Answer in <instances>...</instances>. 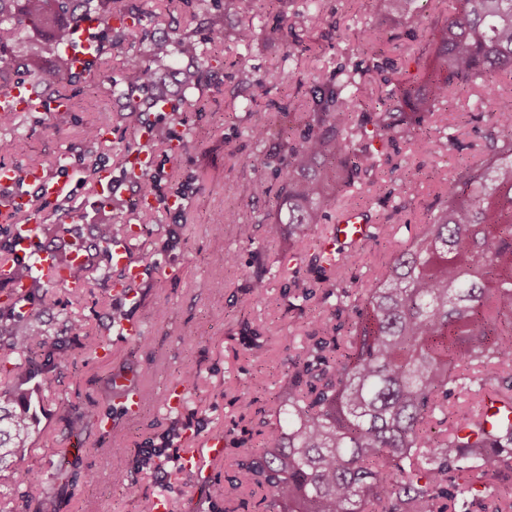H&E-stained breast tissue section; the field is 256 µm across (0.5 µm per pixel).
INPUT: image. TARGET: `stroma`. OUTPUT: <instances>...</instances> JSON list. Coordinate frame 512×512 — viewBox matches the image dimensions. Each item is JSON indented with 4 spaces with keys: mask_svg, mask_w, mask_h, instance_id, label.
Instances as JSON below:
<instances>
[{
    "mask_svg": "<svg viewBox=\"0 0 512 512\" xmlns=\"http://www.w3.org/2000/svg\"><path fill=\"white\" fill-rule=\"evenodd\" d=\"M129 2L140 11L139 24L121 36L98 27L95 38L102 54L94 72L58 86V94L68 99V110L21 113L27 137L24 153L12 149V131L0 127V164L20 171L34 166L66 177L70 185L69 194L56 202L33 200L41 220V248L56 254L75 238L90 246L79 290L36 284L20 303L34 326L66 344L71 361L48 374L34 371L24 382L32 418L30 451L20 468L0 470V512H23L25 504L13 490L28 475L38 479L34 499L50 498L56 512H153L160 497L166 498L168 512H265L257 498L234 487L245 427L238 397L244 392L264 399L278 394L289 357L305 345L319 318L334 316L336 301L323 299L320 273L304 266L295 276L277 271L262 302L251 296L253 280L262 266L276 268L289 253L310 257L338 216L360 205L368 209L380 234L346 252L337 279L352 290L366 287L408 242L411 226L424 223L442 178L456 177L482 155L492 111L512 106V77L500 79L491 98L479 88L455 91L426 121L419 139L388 147L389 163L363 177L314 233L292 244L264 221L275 211L284 172L273 165H253L259 148L249 136L250 127L273 121L282 107L305 110L311 85L347 57L366 51L365 27L374 28L385 56L410 74L416 71L414 59L430 39V29L418 30L412 38L399 36L398 24L380 13L377 0H322L313 19L295 29L275 19L276 13L287 12L286 0L247 15L225 11L224 0L199 5L193 0ZM214 16L223 18L226 34L217 50L219 84L173 88L171 111L150 115L164 134L150 143L157 161L154 195L160 201L181 197L180 209L168 212L160 205L140 213L137 184L124 181L114 195L115 208H101L96 202L97 168L108 165L120 177L127 147L139 141L115 96L131 57L145 55L153 39L166 33L202 38ZM246 20L252 22L255 37L245 48L232 35ZM274 69L284 71L286 81L252 99L254 81ZM102 114L112 118L111 137L85 142L84 126ZM452 136L461 149L449 147ZM169 137L184 139L181 154L171 155L165 143ZM409 178L417 186L411 195L404 191ZM259 180L268 188L266 195L251 193ZM228 211L237 213V223H225ZM106 222L141 228L132 243L133 259L145 267L136 301L121 302L113 295L112 282L119 272L93 246L97 225ZM230 251L239 255L232 267L224 263ZM295 277L311 292L310 299L298 305L284 294ZM117 303L143 323L145 342L118 338L112 323ZM71 317L84 322L83 333L70 331ZM245 324L261 332L262 348L242 343L239 332ZM129 372L143 375V409L131 418L117 415L112 432L100 433L90 416L115 413L118 395L112 379ZM175 387L182 388L186 404L171 412L165 399ZM67 404L75 409L69 420L62 417ZM212 433L223 434L226 446L223 457L210 462L207 479L187 472L168 477L155 462L143 460L146 448L192 453L201 438ZM50 443L58 447V455H45Z\"/></svg>",
    "mask_w": 512,
    "mask_h": 512,
    "instance_id": "stroma-1",
    "label": "stroma"
}]
</instances>
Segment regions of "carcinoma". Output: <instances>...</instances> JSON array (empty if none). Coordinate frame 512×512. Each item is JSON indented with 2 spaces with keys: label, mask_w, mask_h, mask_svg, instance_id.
Here are the masks:
<instances>
[{
  "label": "carcinoma",
  "mask_w": 512,
  "mask_h": 512,
  "mask_svg": "<svg viewBox=\"0 0 512 512\" xmlns=\"http://www.w3.org/2000/svg\"><path fill=\"white\" fill-rule=\"evenodd\" d=\"M116 0H0V31L22 47L32 91H47L69 77L77 59L45 54L71 45L80 21H104ZM380 11L412 31L422 23L420 0H378ZM453 14L434 24L418 60L426 70L405 82L390 72L384 50L371 46L310 89L308 109L278 111L277 122L304 126L288 144L286 175L276 197L275 223L288 225L299 241L326 210L355 188L360 174L379 169L388 145L408 140L461 87L491 94L501 73L512 75V0H453ZM31 30L36 38L23 37ZM184 52L205 54L189 36L162 37L144 57H134L125 119L142 125L151 101L137 103L133 91L172 69ZM14 46L0 40V95L21 83L13 78ZM217 68L207 64L180 84L194 87ZM365 79L384 89L378 102L358 112L355 91ZM285 80L281 70L254 85L253 96ZM275 122V123H277ZM275 123L251 127L261 144ZM488 147L478 164L445 182L439 205L410 243L396 252L382 276L362 292L340 286L338 262L316 253L312 269L325 272L326 294L336 313L311 343L291 358L286 381L273 405L258 410V445L240 440L239 485L267 490L269 512H512L498 481L512 477V412L485 417L488 400L512 406V108L494 116ZM22 282L57 284L52 266L41 275L21 273ZM11 356L0 360V468L18 465L28 453L31 419L10 405L25 401L23 379L37 342L53 363L68 350L41 331L29 340L10 336ZM477 382L489 388L476 410L448 419V398ZM455 471L464 484L448 486Z\"/></svg>",
  "instance_id": "obj_1"
}]
</instances>
